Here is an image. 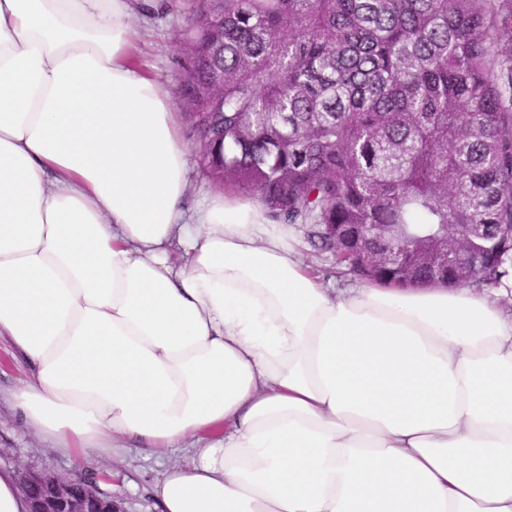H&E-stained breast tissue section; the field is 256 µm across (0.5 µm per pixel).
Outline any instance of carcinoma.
<instances>
[{"mask_svg":"<svg viewBox=\"0 0 512 512\" xmlns=\"http://www.w3.org/2000/svg\"><path fill=\"white\" fill-rule=\"evenodd\" d=\"M196 2L178 97L223 126L195 147L205 178L364 282L512 274V0ZM452 234L467 272L421 262ZM387 249L403 268L370 261Z\"/></svg>","mask_w":512,"mask_h":512,"instance_id":"cac0c4a2","label":"carcinoma"}]
</instances>
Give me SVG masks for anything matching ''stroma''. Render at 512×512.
<instances>
[{"mask_svg": "<svg viewBox=\"0 0 512 512\" xmlns=\"http://www.w3.org/2000/svg\"><path fill=\"white\" fill-rule=\"evenodd\" d=\"M167 3V10L154 18L135 17L133 62L143 74L173 93L184 75V57L178 50L177 38L185 26L190 0ZM29 376L27 361L1 339L0 466L18 472L26 468L44 470L63 477L87 474L102 492L121 499L125 512H160L154 485L168 466L183 458V451L133 448L120 456H108L91 448L87 461L76 465L27 423L12 403L10 392Z\"/></svg>", "mask_w": 512, "mask_h": 512, "instance_id": "obj_1", "label": "stroma"}]
</instances>
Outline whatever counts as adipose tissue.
<instances>
[{
	"mask_svg": "<svg viewBox=\"0 0 512 512\" xmlns=\"http://www.w3.org/2000/svg\"><path fill=\"white\" fill-rule=\"evenodd\" d=\"M135 0H0V337L56 448H186L161 512H512V315L326 288L260 205L193 213Z\"/></svg>",
	"mask_w": 512,
	"mask_h": 512,
	"instance_id": "obj_1",
	"label": "adipose tissue"
}]
</instances>
